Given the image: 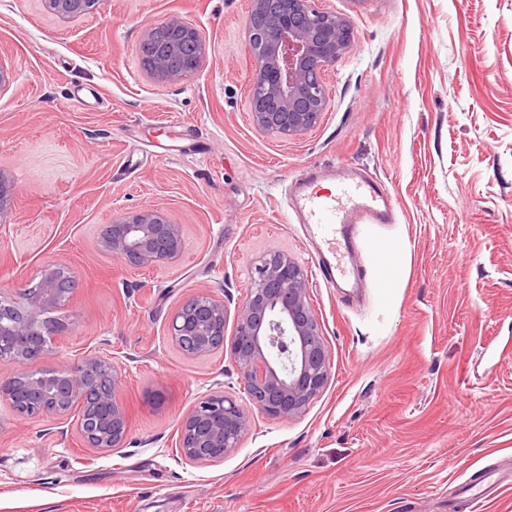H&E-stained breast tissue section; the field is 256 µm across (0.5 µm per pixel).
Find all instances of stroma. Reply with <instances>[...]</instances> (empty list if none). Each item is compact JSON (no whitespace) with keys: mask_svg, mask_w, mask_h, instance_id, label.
Here are the masks:
<instances>
[{"mask_svg":"<svg viewBox=\"0 0 512 512\" xmlns=\"http://www.w3.org/2000/svg\"><path fill=\"white\" fill-rule=\"evenodd\" d=\"M352 31L325 76L320 124L290 138L248 116L249 0H101L63 21L0 0V295L23 302L53 265L75 282L53 355L107 354L125 374L124 447L16 414L0 398V512H512V0H324ZM208 55L159 84L139 45L171 18ZM367 173L394 221L359 227L361 288L326 284L287 186L313 168ZM180 224V264L135 272L98 249L114 207ZM309 275L333 369L300 416L256 417L223 460L185 464L182 416L243 397L224 352L182 354L169 315L206 290L236 309L253 257ZM487 478L488 498L470 485Z\"/></svg>","mask_w":512,"mask_h":512,"instance_id":"obj_1","label":"stroma"}]
</instances>
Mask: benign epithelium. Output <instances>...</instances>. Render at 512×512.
Listing matches in <instances>:
<instances>
[{
	"mask_svg": "<svg viewBox=\"0 0 512 512\" xmlns=\"http://www.w3.org/2000/svg\"><path fill=\"white\" fill-rule=\"evenodd\" d=\"M279 8L265 29L246 26L252 64L247 81L251 119L262 133L288 139L314 128L328 107L329 93L321 79H310V71L322 73L336 64L352 33L348 24L318 0H277ZM48 9L62 20L84 16L100 0H45ZM169 40L163 54L152 49L151 37L140 45L146 71L157 82H170L200 71L206 56V41L193 24L173 18L163 24ZM187 42L197 52L185 59L184 70H167L164 55L179 51ZM98 246L101 253L122 261L134 270L146 271L174 266L185 252L180 225L161 208L145 206L112 212L104 225ZM254 276L238 305L229 344V357L238 367L251 406L222 393L201 398L179 421L181 457L190 465L218 461L234 452L251 431L254 414L288 419L302 414L331 379L332 363L322 327L311 304L308 271L283 252L262 253L252 264ZM59 270H42V290L25 293L28 318L9 319L11 305L0 297V367L35 361L50 352L51 331L40 329L38 316L60 303L55 288ZM229 313L224 297L200 292L179 307L168 324V338L190 357H207L217 346L214 339L225 335ZM35 334L42 336L32 354L25 346ZM194 344L189 346L186 339ZM97 366L107 372L112 389L105 398L108 415L87 426L76 413L85 372ZM123 370L108 355L82 356L68 369L49 377L33 379L32 389L40 398L32 405L16 403L17 377L0 374V396L21 415L71 419L87 447L109 451L124 446L128 433L126 411L117 391Z\"/></svg>",
	"mask_w": 512,
	"mask_h": 512,
	"instance_id": "7a95c632",
	"label": "benign epithelium"
}]
</instances>
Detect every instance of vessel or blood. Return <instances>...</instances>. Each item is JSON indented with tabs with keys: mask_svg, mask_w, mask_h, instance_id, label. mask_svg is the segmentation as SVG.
<instances>
[{
	"mask_svg": "<svg viewBox=\"0 0 512 512\" xmlns=\"http://www.w3.org/2000/svg\"><path fill=\"white\" fill-rule=\"evenodd\" d=\"M323 171L315 170L294 184L291 209L299 223L308 225L314 239L332 245L337 234L350 224H385L392 202L386 188L367 177L340 179L332 193L319 192L315 181Z\"/></svg>",
	"mask_w": 512,
	"mask_h": 512,
	"instance_id": "vessel-or-blood-1",
	"label": "vessel or blood"
}]
</instances>
